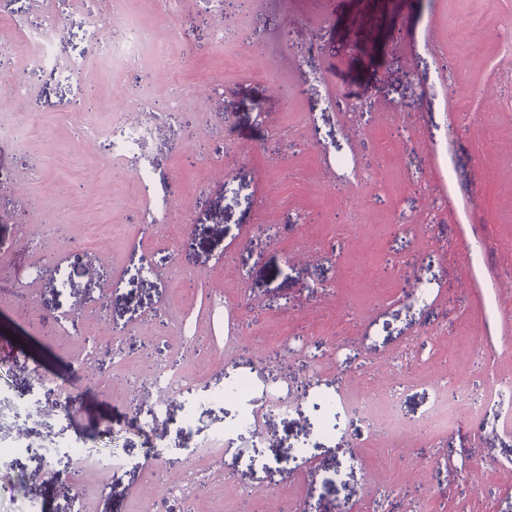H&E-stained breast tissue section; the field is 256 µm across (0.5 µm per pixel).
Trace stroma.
Wrapping results in <instances>:
<instances>
[{
	"mask_svg": "<svg viewBox=\"0 0 512 512\" xmlns=\"http://www.w3.org/2000/svg\"><path fill=\"white\" fill-rule=\"evenodd\" d=\"M93 14L153 41L112 68ZM5 18L25 89L0 93V387L25 416L0 405V433L34 449L0 471V512H512L498 408L421 425L438 378L471 399L512 379V0H68L72 74L31 64L43 0ZM175 87L149 230L130 164L76 128ZM47 312L79 332L43 336ZM174 359L179 395L152 382ZM80 367L97 384L60 416ZM240 382L288 411L240 431ZM395 384V443L331 407Z\"/></svg>",
	"mask_w": 512,
	"mask_h": 512,
	"instance_id": "obj_1",
	"label": "stroma"
}]
</instances>
